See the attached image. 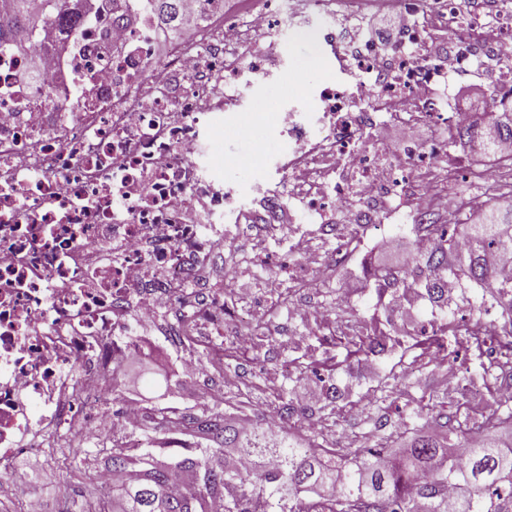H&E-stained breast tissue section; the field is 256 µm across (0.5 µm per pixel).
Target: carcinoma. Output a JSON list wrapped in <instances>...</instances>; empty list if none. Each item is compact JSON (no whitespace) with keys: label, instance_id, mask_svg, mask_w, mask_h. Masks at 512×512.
Listing matches in <instances>:
<instances>
[{"label":"carcinoma","instance_id":"obj_1","mask_svg":"<svg viewBox=\"0 0 512 512\" xmlns=\"http://www.w3.org/2000/svg\"><path fill=\"white\" fill-rule=\"evenodd\" d=\"M88 0H0V48L23 54L45 25L69 34L83 21ZM179 28V0H145ZM470 126L449 133L448 146L469 154L495 151L512 138V107L501 103ZM468 246L454 233L440 237L436 255L415 279L440 301L436 271L488 289L512 326V284L494 279L492 259L512 265V194L491 199L464 219ZM473 428L438 416L431 424L391 429L380 448L329 451L279 426H263L240 410L200 413L153 407L144 425L123 438L94 445L91 455L114 470L137 473L127 484L102 487L92 469L62 463L63 479L82 488L61 512H512V404ZM177 441L190 455L166 459ZM178 486L180 492L170 493Z\"/></svg>","mask_w":512,"mask_h":512}]
</instances>
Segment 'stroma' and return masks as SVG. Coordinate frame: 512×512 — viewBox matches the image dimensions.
<instances>
[{"label":"stroma","instance_id":"35a3bbf8","mask_svg":"<svg viewBox=\"0 0 512 512\" xmlns=\"http://www.w3.org/2000/svg\"><path fill=\"white\" fill-rule=\"evenodd\" d=\"M285 61L273 76L252 85L241 102L242 110L252 112L249 135L224 132L217 139V151L226 158L224 178L248 188L250 182L271 177V170L261 168L262 159H276L284 148L275 127L274 112L288 106L310 109L312 94L333 73L332 59L311 38L287 30ZM416 230L411 218L385 224L381 230L367 234L360 250L346 263H337L333 243L327 242L320 225L302 217L300 223L284 224L273 234L271 261L247 265L242 287L254 294L264 292L267 282L287 285L292 280H307L312 276L307 258L289 251L291 242L303 239L316 242L319 263L330 271L329 278L314 291L316 300L327 304L333 315L344 318L356 313L366 320L386 322L391 312L380 302L371 278L379 266L374 252L385 242L397 241L406 251L403 264L394 266L393 274L404 276L414 263L413 235ZM180 307L166 314L162 330L144 329L140 338L148 347L156 368H142L123 372L119 395L109 393L91 395L88 408L98 412L118 405L119 401L137 398L147 406H172L182 410H201L209 404L201 383L186 376L185 356L207 360L206 345L212 341L228 340L233 336L232 326H207L195 345L184 346L175 338L172 329L177 324ZM468 324H460L457 333L448 335L447 365L417 362L414 354H401L399 348L385 345L373 355L371 367H364L359 358L350 356L344 343L336 341L329 328L311 329L308 322L292 319L287 309L271 311L265 334L267 340L252 360L237 371L241 381L225 390L224 407L233 409L239 397H247L255 413H263L269 388L288 383L293 392L296 413L283 420V427L302 429L304 434L316 436L325 447L345 450L360 442L375 446L372 435L375 424L386 421L396 425L412 412L419 413L421 421L432 420L441 413L460 421L474 416L468 402V393L457 389L450 393L442 386L446 366L456 367L460 377L481 378L488 364L481 350L470 347ZM309 355L313 360H332L330 370L321 371L317 382V398L307 401L300 394L301 382H289L284 369L289 359ZM366 398L371 407L363 418L345 415V407L357 398ZM28 490L46 503L47 512H57L56 504L73 495L75 487L63 482L52 467L48 456L38 454L22 457L15 468L0 476V499L17 498L19 490Z\"/></svg>","mask_w":512,"mask_h":512}]
</instances>
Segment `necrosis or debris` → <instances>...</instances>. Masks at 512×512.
<instances>
[{
	"mask_svg": "<svg viewBox=\"0 0 512 512\" xmlns=\"http://www.w3.org/2000/svg\"><path fill=\"white\" fill-rule=\"evenodd\" d=\"M242 2L243 26L227 0H180L182 35L163 50L140 0H108L67 36L46 28L34 56L0 49V471L64 431L90 445L145 423L142 407L90 421L84 406L90 392L111 391L113 365L138 354L140 331L177 299L192 294L184 312L196 323L223 318L237 270L219 291L197 290L217 243H232L248 215L305 212L348 259L403 207L423 226L425 257L443 233L436 211L487 206L457 190L483 169L445 163L449 129L472 114L437 88L477 70L512 85V12L487 24L460 17L458 0ZM388 3L404 16L388 47L344 23ZM286 25L316 26L336 73L317 111L278 112V176L242 192L217 176L215 137L225 110L269 75L270 55L284 54ZM386 123L426 127L429 139L388 145L376 135ZM268 311L236 306L238 358Z\"/></svg>",
	"mask_w": 512,
	"mask_h": 512,
	"instance_id": "1",
	"label": "necrosis or debris"
}]
</instances>
